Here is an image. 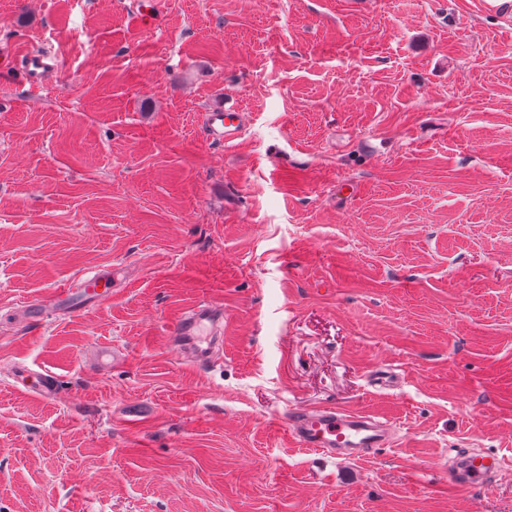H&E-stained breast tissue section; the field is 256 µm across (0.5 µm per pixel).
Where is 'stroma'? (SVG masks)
<instances>
[{"instance_id": "1", "label": "stroma", "mask_w": 512, "mask_h": 512, "mask_svg": "<svg viewBox=\"0 0 512 512\" xmlns=\"http://www.w3.org/2000/svg\"><path fill=\"white\" fill-rule=\"evenodd\" d=\"M89 272L109 300L28 319ZM204 301L210 366L169 337ZM291 407L396 441L303 450ZM467 449L490 487L449 486ZM0 512H512V14L0 0ZM58 71V62L48 52L32 51L28 54L26 76L32 82L42 80L49 71ZM242 113L224 110L206 113V128L213 138L232 139L239 132Z\"/></svg>"}]
</instances>
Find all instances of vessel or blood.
I'll use <instances>...</instances> for the list:
<instances>
[{
	"label": "vessel or blood",
	"mask_w": 512,
	"mask_h": 512,
	"mask_svg": "<svg viewBox=\"0 0 512 512\" xmlns=\"http://www.w3.org/2000/svg\"><path fill=\"white\" fill-rule=\"evenodd\" d=\"M58 62L48 52L33 51L28 55L26 76L31 81L42 80L47 72L57 70ZM242 115L235 111L210 112L206 115V128L210 136L229 140L236 136ZM112 292L100 275H88L74 282L50 289L46 299L33 303L31 317L40 321L48 317L50 307L67 308L73 297L94 301L111 297ZM223 310L212 303L200 304L182 315L173 327L175 336L190 340L188 355L201 363L210 356L209 348L195 344L200 327L219 326ZM286 431L301 448L321 452L326 456L361 455L389 446L393 440L394 425L370 416L350 415L333 408L316 410L288 408L285 416ZM493 465L471 466L464 471L448 473L450 483L464 488L488 487Z\"/></svg>",
	"instance_id": "b4317fda"
}]
</instances>
